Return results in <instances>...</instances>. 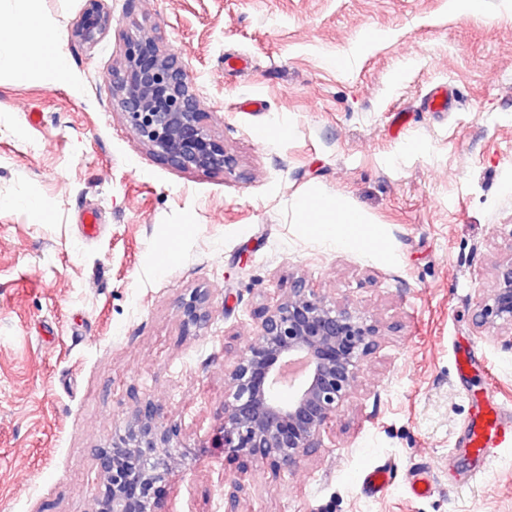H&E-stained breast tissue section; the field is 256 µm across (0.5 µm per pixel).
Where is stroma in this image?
Segmentation results:
<instances>
[{"label":"stroma","mask_w":512,"mask_h":512,"mask_svg":"<svg viewBox=\"0 0 512 512\" xmlns=\"http://www.w3.org/2000/svg\"><path fill=\"white\" fill-rule=\"evenodd\" d=\"M84 4L38 2L65 70L0 72V512H91L96 451L137 398L177 421L187 448L164 512H224L237 480L238 512H512V446L470 484L454 478L468 457L448 455L487 388L512 409V349L475 324L496 259L512 253V11L104 0L111 26L83 45ZM143 32L181 56L234 172L173 168L127 127L111 74ZM437 82L452 111H426ZM315 193L361 211L377 243L323 240L296 209ZM296 276L390 331L318 453L244 474L208 445L224 370ZM197 288L210 317L187 333L181 303ZM471 346L462 381L455 351ZM377 466L389 480L372 495L357 477ZM423 471L433 489L417 497L409 481Z\"/></svg>","instance_id":"35a3bbf8"}]
</instances>
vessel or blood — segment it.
I'll return each instance as SVG.
<instances>
[{
    "label": "vessel or blood",
    "instance_id": "b4317fda",
    "mask_svg": "<svg viewBox=\"0 0 512 512\" xmlns=\"http://www.w3.org/2000/svg\"><path fill=\"white\" fill-rule=\"evenodd\" d=\"M512 445V411L501 406L494 397L477 402L461 441L470 464L463 472L465 482L487 476L498 448Z\"/></svg>",
    "mask_w": 512,
    "mask_h": 512
}]
</instances>
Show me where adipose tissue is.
<instances>
[{
    "label": "adipose tissue",
    "instance_id": "obj_1",
    "mask_svg": "<svg viewBox=\"0 0 512 512\" xmlns=\"http://www.w3.org/2000/svg\"><path fill=\"white\" fill-rule=\"evenodd\" d=\"M37 0H13V21L8 25L0 24V71H9L17 75L27 74L31 66L27 63L19 48L25 36L35 33L47 36L46 27H34ZM303 223L314 225L316 232L325 240L345 248L375 238L372 230L364 228L363 216L337 198L322 196L318 207H310L307 200L297 204ZM348 225V232H340V225Z\"/></svg>",
    "mask_w": 512,
    "mask_h": 512
}]
</instances>
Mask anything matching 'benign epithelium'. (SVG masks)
Returning a JSON list of instances; mask_svg holds the SVG:
<instances>
[{"mask_svg": "<svg viewBox=\"0 0 512 512\" xmlns=\"http://www.w3.org/2000/svg\"><path fill=\"white\" fill-rule=\"evenodd\" d=\"M110 25L103 0H86L75 37L94 43ZM112 90L124 121L169 166L233 170L235 158L209 130L182 60L153 37L124 39ZM208 321L209 295L199 289L182 305V326L198 331ZM476 324L497 326V338L512 347V253L495 263L492 293L478 305ZM381 336L377 321L327 300L304 278L293 279L287 293L262 308L255 340L224 370V405L211 447L245 463L261 459L274 471L297 467L322 447V433L356 388ZM282 383L293 388L286 399L276 391ZM179 436L177 423L154 403L136 402L123 432L97 450L103 489L95 512H162Z\"/></svg>", "mask_w": 512, "mask_h": 512, "instance_id": "benign-epithelium-1", "label": "benign epithelium"}]
</instances>
